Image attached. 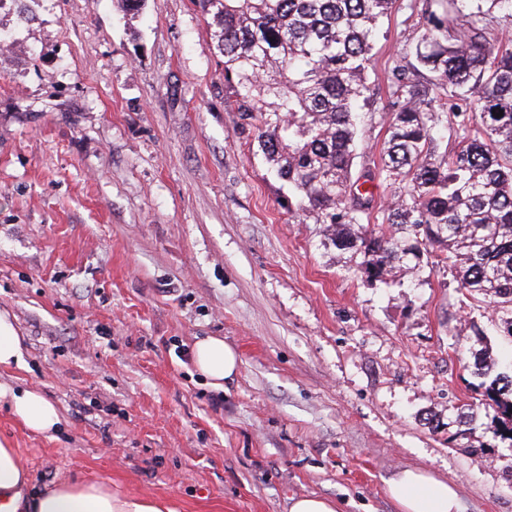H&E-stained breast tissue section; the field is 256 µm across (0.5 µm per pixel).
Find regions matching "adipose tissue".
Here are the masks:
<instances>
[{"label":"adipose tissue","mask_w":512,"mask_h":512,"mask_svg":"<svg viewBox=\"0 0 512 512\" xmlns=\"http://www.w3.org/2000/svg\"><path fill=\"white\" fill-rule=\"evenodd\" d=\"M197 372L215 388L236 372V352L218 337L198 340L193 347ZM0 400L27 430L52 436L62 424L56 406L38 391L19 384L0 385ZM389 496L400 512H459L457 490L443 479L416 469H405L392 478ZM0 512H173L167 502L132 497L111 484L78 480L35 487L16 449L0 443Z\"/></svg>","instance_id":"ef3b65f1"}]
</instances>
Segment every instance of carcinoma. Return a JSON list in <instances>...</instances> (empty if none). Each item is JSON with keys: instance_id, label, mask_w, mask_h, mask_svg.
Returning a JSON list of instances; mask_svg holds the SVG:
<instances>
[{"instance_id": "carcinoma-1", "label": "carcinoma", "mask_w": 512, "mask_h": 512, "mask_svg": "<svg viewBox=\"0 0 512 512\" xmlns=\"http://www.w3.org/2000/svg\"><path fill=\"white\" fill-rule=\"evenodd\" d=\"M213 13L224 84L298 210L329 225L336 249L384 282L436 246L464 297L509 315L512 334V39L494 14L512 0H426L414 61L391 72L377 171L354 170L372 50L396 0H197ZM455 147L448 151V137ZM393 199L370 228L375 180ZM512 442V375L482 384Z\"/></svg>"}]
</instances>
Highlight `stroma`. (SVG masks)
<instances>
[{
    "instance_id": "35a3bbf8",
    "label": "stroma",
    "mask_w": 512,
    "mask_h": 512,
    "mask_svg": "<svg viewBox=\"0 0 512 512\" xmlns=\"http://www.w3.org/2000/svg\"><path fill=\"white\" fill-rule=\"evenodd\" d=\"M409 2L373 50L362 167L424 31ZM215 29L193 0H0V311L25 347L0 384L64 419L48 437L1 405L0 441L36 483L109 481L173 512H399L405 468L454 485L460 512H512V443L468 367L512 372L506 324L436 256L372 282L289 212ZM205 336L238 356L220 390L194 369ZM289 512H339L336 503L322 497L303 495L293 498Z\"/></svg>"
}]
</instances>
